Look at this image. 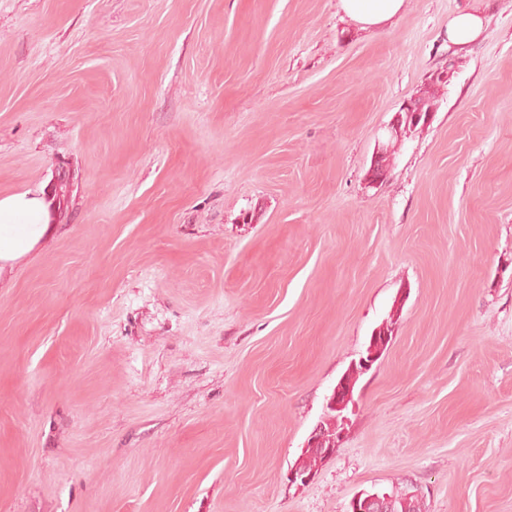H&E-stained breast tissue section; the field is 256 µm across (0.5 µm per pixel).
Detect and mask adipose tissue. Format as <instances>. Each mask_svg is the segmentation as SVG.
<instances>
[{
	"mask_svg": "<svg viewBox=\"0 0 512 512\" xmlns=\"http://www.w3.org/2000/svg\"><path fill=\"white\" fill-rule=\"evenodd\" d=\"M403 0H339L342 11L362 28L393 18ZM50 212L41 193L31 190L0 195V264L28 255L50 229Z\"/></svg>",
	"mask_w": 512,
	"mask_h": 512,
	"instance_id": "obj_1",
	"label": "adipose tissue"
}]
</instances>
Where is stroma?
I'll return each mask as SVG.
<instances>
[{
    "mask_svg": "<svg viewBox=\"0 0 512 512\" xmlns=\"http://www.w3.org/2000/svg\"><path fill=\"white\" fill-rule=\"evenodd\" d=\"M465 9L484 31L450 45ZM61 165L64 216L0 267V512H346L406 484L512 512V0L379 30L338 0H0V195ZM353 382L354 380L351 379L350 382H348L346 379L342 378L338 385L336 386V396L335 401L331 403V406L334 407L336 410L332 409L328 405V399L326 403V417L327 422L322 421V424H319L310 434L304 448L306 449H319L322 452V455L324 456V459L331 456L334 448H328L330 444H335V440L333 436H335V432H332L330 430V422L333 418H336V411H342L344 410L349 403H353ZM326 433V437L322 433ZM326 438V440H325ZM324 440L326 441L325 448H317V446H320L324 443ZM305 449V450H306ZM301 456L302 458H299L300 464H295L288 476H290L289 479L292 483L304 485L310 480L312 472L307 474L305 471L301 470L300 465L303 469L311 471L317 466L319 461L323 460V457L314 450L302 453Z\"/></svg>",
    "mask_w": 512,
    "mask_h": 512,
    "instance_id": "1",
    "label": "stroma"
}]
</instances>
